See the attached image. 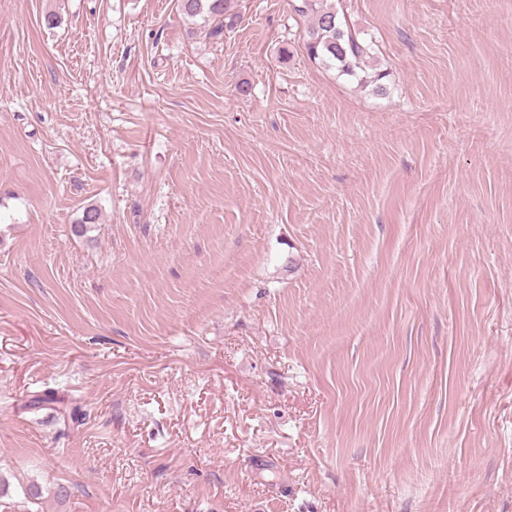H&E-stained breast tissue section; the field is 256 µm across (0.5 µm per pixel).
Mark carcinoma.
I'll use <instances>...</instances> for the list:
<instances>
[{
	"mask_svg": "<svg viewBox=\"0 0 512 512\" xmlns=\"http://www.w3.org/2000/svg\"><path fill=\"white\" fill-rule=\"evenodd\" d=\"M234 0H179L181 13L194 19L208 16L217 20L212 33L223 32L224 17L233 9ZM294 10L310 18L311 25L304 35L308 59L336 70L337 75L355 78L360 85L378 81L385 74L374 76L366 72L370 46L346 18L338 15L328 0H298Z\"/></svg>",
	"mask_w": 512,
	"mask_h": 512,
	"instance_id": "carcinoma-1",
	"label": "carcinoma"
}]
</instances>
